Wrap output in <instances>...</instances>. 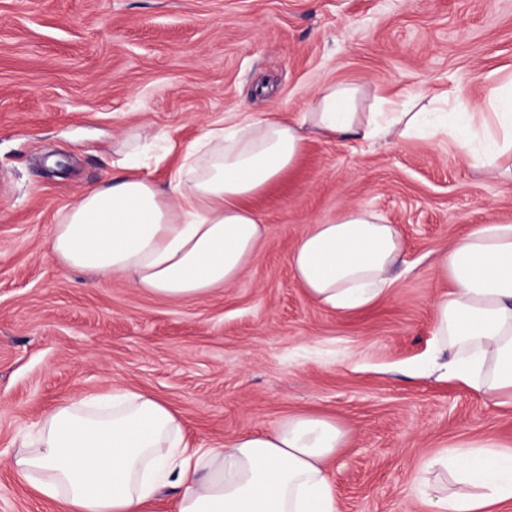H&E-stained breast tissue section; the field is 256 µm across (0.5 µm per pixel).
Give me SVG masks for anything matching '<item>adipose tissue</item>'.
Returning a JSON list of instances; mask_svg holds the SVG:
<instances>
[{
    "label": "adipose tissue",
    "instance_id": "adipose-tissue-1",
    "mask_svg": "<svg viewBox=\"0 0 512 512\" xmlns=\"http://www.w3.org/2000/svg\"><path fill=\"white\" fill-rule=\"evenodd\" d=\"M365 87L330 83L294 123L246 116L207 129L190 144L167 189L140 174L141 141L122 143L124 174L90 189L54 225L50 246L66 268L105 285L194 300L235 281L255 256L264 226L247 207L297 161L307 133L390 143L447 132L475 166L512 181V80L483 104L437 99L406 111L387 100L363 112ZM396 225L360 206L310 225L290 258L319 305L348 311L375 302L403 262ZM435 270L453 287L434 301L433 341L449 352L432 370L501 403L512 402V224H480L439 252ZM335 420L292 415L266 433H241L210 448L189 447L176 412L146 390L81 395L43 415L9 465L38 496L68 512H145L159 486L179 488L177 512H338L327 462L343 447ZM422 477L431 512H496L512 501V449L485 439L445 453ZM451 473L449 490L432 471Z\"/></svg>",
    "mask_w": 512,
    "mask_h": 512
}]
</instances>
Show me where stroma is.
<instances>
[{
  "label": "stroma",
  "mask_w": 512,
  "mask_h": 512,
  "mask_svg": "<svg viewBox=\"0 0 512 512\" xmlns=\"http://www.w3.org/2000/svg\"><path fill=\"white\" fill-rule=\"evenodd\" d=\"M511 75L512 0H0V512H61L8 461L44 411L115 384L165 401L196 446L336 420L339 512H428L417 477L434 457L488 437L512 448V405L417 370L450 286L437 250L512 223V183L448 135L309 138L251 201L255 257L193 301L98 286L48 244L66 207L120 176L129 133L181 147L240 112L296 121L330 82L478 104ZM356 205L399 226L406 265L377 304L334 312L289 258L309 224Z\"/></svg>",
  "instance_id": "1"
}]
</instances>
